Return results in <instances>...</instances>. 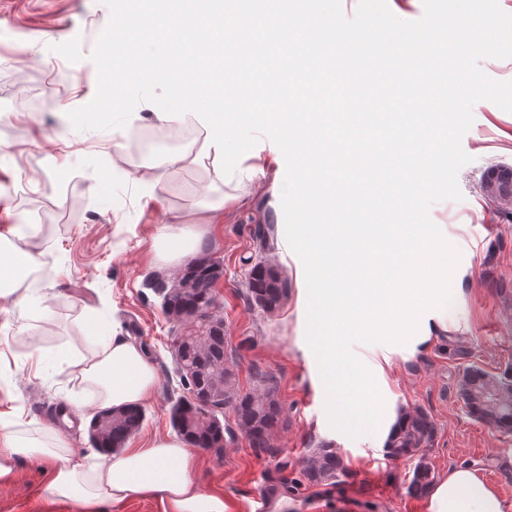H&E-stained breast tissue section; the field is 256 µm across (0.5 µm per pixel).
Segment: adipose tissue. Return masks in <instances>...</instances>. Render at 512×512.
Segmentation results:
<instances>
[{
    "label": "adipose tissue",
    "mask_w": 512,
    "mask_h": 512,
    "mask_svg": "<svg viewBox=\"0 0 512 512\" xmlns=\"http://www.w3.org/2000/svg\"><path fill=\"white\" fill-rule=\"evenodd\" d=\"M168 8H153L152 25L155 38L164 46L166 57L181 64L174 73L150 63L147 70L135 68L131 62L115 63L116 72L130 76L138 84L163 83L169 89L167 101L159 112L162 120L192 113L206 135L193 157L171 154L165 161L177 165L186 160L201 163L217 155L224 160V181L233 190L224 198L209 203V210H232L248 198L255 188L276 191L282 177L280 157L294 152L306 165L307 176L299 180L298 193L308 191L307 178L316 170H328L335 141L322 139L318 126L326 114L315 86H306L302 107L269 115L257 111L258 99L268 96L267 85L243 80L237 69L216 66L206 74H198L199 58L218 50L240 51L243 40L258 41L275 33L282 48L280 57L292 60L295 53L316 45H339L351 48L371 42L366 27L342 28L336 21L324 19L311 24L307 13L289 6L288 0H277L279 9L272 28L256 21L246 11L243 0H168ZM427 44L426 52L417 58H405L403 69L410 107L404 115L405 125L399 131V149L405 160L400 165L399 182L405 193L401 202L416 205L428 196L441 192L433 179L434 167H446L447 157L429 149L437 112L442 108L438 90L417 94L415 72L432 73L437 60L448 56V45L440 32H424L402 28L386 40L392 55L402 56L404 48L414 42ZM431 99L433 109L417 111L422 99ZM275 128L278 154L261 155L257 150L232 152L228 144L234 129L241 127ZM206 216L186 225L177 233H161L157 239V255L164 261L178 263L198 255L205 241ZM79 377L96 388L101 408L120 409L142 405L153 391L157 375L143 347L119 333L105 336L92 356L79 360ZM47 462L52 477L46 487L56 499L70 502L75 512H102L107 504L134 499L159 501L163 512H228L224 495L201 491L194 474L198 461L188 444L177 437L155 440L151 447L131 449L87 469L83 459L73 454L65 441L55 446L19 435L9 427L0 428V485L10 483L19 458ZM428 512H512L497 490L487 486L470 465L449 467L427 492Z\"/></svg>",
    "instance_id": "obj_1"
}]
</instances>
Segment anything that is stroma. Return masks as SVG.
<instances>
[{"mask_svg":"<svg viewBox=\"0 0 512 512\" xmlns=\"http://www.w3.org/2000/svg\"><path fill=\"white\" fill-rule=\"evenodd\" d=\"M118 8L117 0H0V233L10 224L40 223L45 213L54 224L36 250L24 310L0 311V412L15 408L17 429L34 436L58 430L91 464L99 461L89 441L99 402L74 362L91 355L106 326L146 346L157 374L128 447L174 433L170 412L182 393L174 337L160 298L142 282L174 270L157 258L156 235L170 222L189 221L225 190L223 163L157 165L150 189L142 180L145 163L127 146L114 150V141L151 128L152 112L167 97L161 84L145 89L104 78L99 33ZM16 33L25 39L21 54L11 40ZM472 112L462 139L471 161L457 176L462 198L429 212L460 253L447 335L417 346L353 347L373 374L383 415L418 407L432 417L434 439L415 456L388 454L382 429L353 439L330 427L306 341L304 270L288 245L281 206L258 189L238 210L214 213L207 246L224 268L218 299L227 364L244 393L253 389L255 372L270 376L281 406L275 455L256 453L240 432L221 450L199 451L195 481L202 491H222L228 512H255L262 487L274 512H316V499L317 512H426L425 496L408 492L421 462L436 475L456 464L475 466L512 501V433L476 421L453 391L468 363L491 373L512 367V205L485 190L492 169L512 168V112L479 104ZM73 113L81 121H70ZM260 217L269 243L263 252L255 238ZM262 257L288 281L287 297L270 311L251 301L246 285L250 263ZM452 336L470 356H449ZM37 352L49 364L41 373L34 370ZM323 443L336 449L342 471L335 483L312 484L302 475L304 460ZM49 480L45 465L18 459L13 481L0 485V512H73L47 495Z\"/></svg>","mask_w":512,"mask_h":512,"instance_id":"1","label":"stroma"}]
</instances>
